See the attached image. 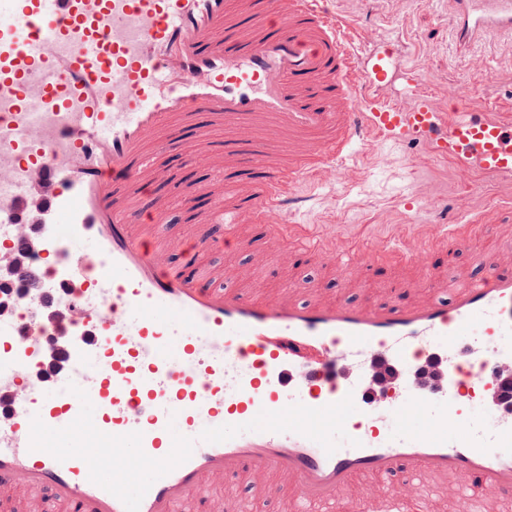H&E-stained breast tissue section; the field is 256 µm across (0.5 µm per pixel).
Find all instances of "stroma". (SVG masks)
<instances>
[{"mask_svg":"<svg viewBox=\"0 0 512 512\" xmlns=\"http://www.w3.org/2000/svg\"><path fill=\"white\" fill-rule=\"evenodd\" d=\"M331 10L358 27H372L373 41L358 49L361 58L383 51L393 54L394 78L375 90L385 102L402 101L412 106L421 96H438L440 108H447L444 88L458 89L461 104L475 114L512 122V39L488 38L478 51L484 68H472L466 56L455 53L449 43L451 18L448 0H331ZM415 70L416 85L406 91L403 74ZM302 197L298 218L304 224L321 225L337 246L350 240L371 242L383 253L377 272H367L365 255H357L353 269L363 275L369 293L393 278L407 280L416 268L386 254V243L397 236L402 225L428 224L439 218L443 202L459 203L452 215L455 224L465 223L483 213L486 223H495L497 208L512 205V177L476 175L461 179L451 161L439 158L423 145L383 143L374 137L358 145L339 171L337 181L311 178L299 188ZM292 286L310 296L321 289L342 300H354L330 264L299 268L281 267L265 277L267 293Z\"/></svg>","mask_w":512,"mask_h":512,"instance_id":"1","label":"stroma"}]
</instances>
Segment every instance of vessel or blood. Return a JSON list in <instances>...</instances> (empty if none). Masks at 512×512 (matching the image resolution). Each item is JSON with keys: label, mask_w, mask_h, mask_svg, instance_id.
<instances>
[{"label": "vessel or blood", "mask_w": 512, "mask_h": 512, "mask_svg": "<svg viewBox=\"0 0 512 512\" xmlns=\"http://www.w3.org/2000/svg\"><path fill=\"white\" fill-rule=\"evenodd\" d=\"M448 6L457 53L512 37V0ZM355 42L324 0H0V512L46 495L69 512H241L212 491L243 477L258 496L287 481L289 512H434L396 493L401 476L448 481L469 503L512 493V344L498 342L512 335V235L472 252L455 282L430 269L424 289L396 282L346 302L266 297L196 261L223 246L210 229L225 222L260 225L282 263L347 267L348 249L292 223L285 188L335 179L372 134L426 144L465 178L512 176V124L448 118L430 97L356 98L387 82L391 61L356 68ZM174 193L197 227L182 240L158 230ZM414 230L400 233L406 261L428 253ZM483 231L477 216L441 240L452 251ZM172 252L181 265L164 263ZM347 356L366 380L341 372ZM89 357L90 403L63 382ZM412 366L447 387L425 395L401 376ZM21 376L25 395L1 384ZM474 388L504 406L489 428L471 425ZM423 398L430 427L416 432L405 419ZM353 402L364 412L351 427ZM87 417L150 473L104 471L92 440L47 445ZM368 475L374 500L355 490Z\"/></svg>", "instance_id": "obj_1"}]
</instances>
